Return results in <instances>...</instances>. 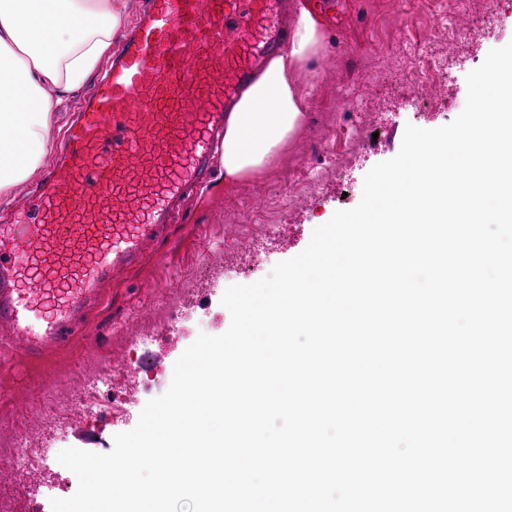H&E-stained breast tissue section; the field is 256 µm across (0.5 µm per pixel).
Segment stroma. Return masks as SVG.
<instances>
[{
  "mask_svg": "<svg viewBox=\"0 0 512 512\" xmlns=\"http://www.w3.org/2000/svg\"><path fill=\"white\" fill-rule=\"evenodd\" d=\"M307 2L322 21L323 49L300 77L308 112L279 157L233 187L211 173L192 192L157 255L108 288L103 305L66 349L38 361L0 355V457L11 451L18 433L31 441L27 469L0 476L15 493L14 512H51V499L72 496L77 478L56 465L57 454L71 447L110 452L114 435L134 428L145 404L168 389L172 366L198 335L228 329L231 316L221 304L225 290L266 277L277 263L301 253L335 211L355 207L365 175L397 155L406 125L434 129L452 122L466 102L467 74L491 49L512 42V0H500L497 22L478 39L453 45L445 87L416 107L413 90L396 99L380 79L393 66L382 47L401 17H410L414 37L422 38L423 27L414 21L420 0ZM373 95L381 109L364 115L359 105ZM340 113L370 136L368 146L353 149L346 136L336 134ZM329 130L344 170L321 171L311 192L301 186L307 151ZM274 190L287 200L269 229L257 218ZM187 224L194 225L193 233L184 232ZM130 336L148 339L137 351L147 368L137 373L123 364ZM100 374L109 376V384L90 388L89 380ZM60 412L65 423L56 430L50 423Z\"/></svg>",
  "mask_w": 512,
  "mask_h": 512,
  "instance_id": "stroma-1",
  "label": "stroma"
}]
</instances>
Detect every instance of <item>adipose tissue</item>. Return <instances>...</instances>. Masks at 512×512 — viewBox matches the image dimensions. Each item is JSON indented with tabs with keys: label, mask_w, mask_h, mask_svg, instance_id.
Here are the masks:
<instances>
[{
	"label": "adipose tissue",
	"mask_w": 512,
	"mask_h": 512,
	"mask_svg": "<svg viewBox=\"0 0 512 512\" xmlns=\"http://www.w3.org/2000/svg\"><path fill=\"white\" fill-rule=\"evenodd\" d=\"M294 7L287 52L265 62L227 114L217 149L225 182L268 167L303 124L298 77L320 55L324 33L305 0ZM127 19V0H0V204H11L44 167L53 121Z\"/></svg>",
	"instance_id": "adipose-tissue-1"
}]
</instances>
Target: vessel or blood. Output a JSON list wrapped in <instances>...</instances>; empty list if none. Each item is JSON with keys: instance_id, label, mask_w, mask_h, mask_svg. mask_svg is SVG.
I'll list each match as a JSON object with an SVG mask.
<instances>
[{"instance_id": "obj_1", "label": "vessel or blood", "mask_w": 512, "mask_h": 512, "mask_svg": "<svg viewBox=\"0 0 512 512\" xmlns=\"http://www.w3.org/2000/svg\"><path fill=\"white\" fill-rule=\"evenodd\" d=\"M286 0H146L61 162L0 224V332L22 358L63 346L103 285L163 238L211 171L226 110L283 51Z\"/></svg>"}]
</instances>
